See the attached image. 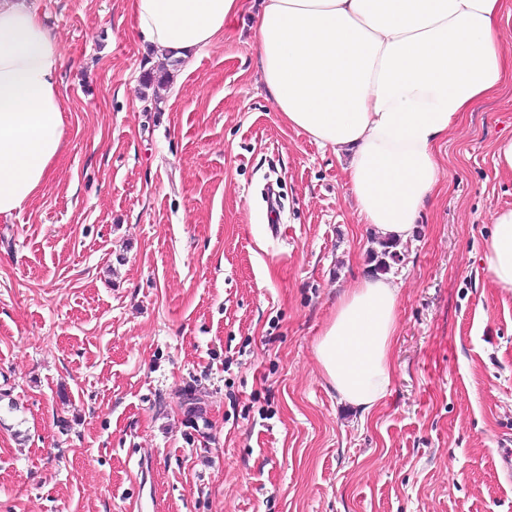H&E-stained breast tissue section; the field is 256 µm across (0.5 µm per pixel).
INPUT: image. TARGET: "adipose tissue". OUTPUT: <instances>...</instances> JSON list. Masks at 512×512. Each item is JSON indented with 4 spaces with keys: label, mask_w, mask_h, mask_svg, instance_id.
Returning <instances> with one entry per match:
<instances>
[{
    "label": "adipose tissue",
    "mask_w": 512,
    "mask_h": 512,
    "mask_svg": "<svg viewBox=\"0 0 512 512\" xmlns=\"http://www.w3.org/2000/svg\"><path fill=\"white\" fill-rule=\"evenodd\" d=\"M505 0H261L253 27L268 96L291 127L344 163L360 223L407 242L439 182L437 144L502 77ZM241 0H129L161 57L211 45ZM59 42L27 0H0V216L33 200L63 148ZM481 259L512 291V208L493 213ZM398 286L359 278L315 346L337 396L368 414L392 379Z\"/></svg>",
    "instance_id": "adipose-tissue-1"
}]
</instances>
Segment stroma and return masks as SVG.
Listing matches in <instances>:
<instances>
[{
  "mask_svg": "<svg viewBox=\"0 0 512 512\" xmlns=\"http://www.w3.org/2000/svg\"><path fill=\"white\" fill-rule=\"evenodd\" d=\"M258 2L167 66L128 0H30L66 148L0 218V512H132L146 473L156 512H512V291L481 264L512 207V68L437 148L365 416L315 345L378 243L342 163L268 98Z\"/></svg>",
  "mask_w": 512,
  "mask_h": 512,
  "instance_id": "35a3bbf8",
  "label": "stroma"
}]
</instances>
